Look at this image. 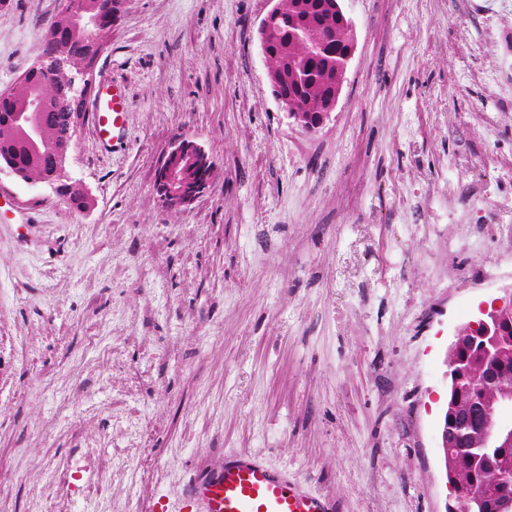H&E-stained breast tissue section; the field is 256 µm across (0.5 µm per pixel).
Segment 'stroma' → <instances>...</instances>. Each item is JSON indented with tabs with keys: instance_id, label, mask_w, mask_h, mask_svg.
Returning <instances> with one entry per match:
<instances>
[{
	"instance_id": "stroma-1",
	"label": "stroma",
	"mask_w": 512,
	"mask_h": 512,
	"mask_svg": "<svg viewBox=\"0 0 512 512\" xmlns=\"http://www.w3.org/2000/svg\"><path fill=\"white\" fill-rule=\"evenodd\" d=\"M355 27L328 120L271 93L266 0H126L85 120L89 197L0 174V512H179L249 454L336 512H445L448 348L512 302V0H340ZM61 0H0V92ZM189 137L209 190L153 188ZM127 93L122 84L108 87L96 106L94 115L98 137L104 146L115 147L121 144L126 127ZM197 174L192 175V173ZM215 176V167L194 140H174L154 171L153 186L160 201L181 208L202 196Z\"/></svg>"
}]
</instances>
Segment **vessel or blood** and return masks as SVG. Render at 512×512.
<instances>
[{
	"label": "vessel or blood",
	"instance_id": "1",
	"mask_svg": "<svg viewBox=\"0 0 512 512\" xmlns=\"http://www.w3.org/2000/svg\"><path fill=\"white\" fill-rule=\"evenodd\" d=\"M126 112V89L112 84L94 114L103 145H120ZM183 500L184 512H193L198 504L205 505L206 512H334L327 498L309 493L287 474L249 455L232 457L219 472L189 484Z\"/></svg>",
	"mask_w": 512,
	"mask_h": 512
}]
</instances>
